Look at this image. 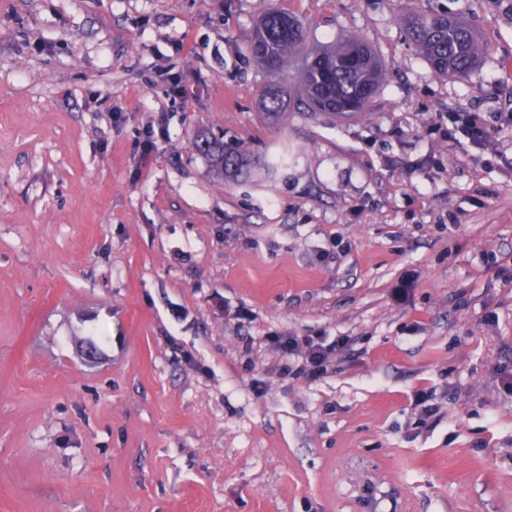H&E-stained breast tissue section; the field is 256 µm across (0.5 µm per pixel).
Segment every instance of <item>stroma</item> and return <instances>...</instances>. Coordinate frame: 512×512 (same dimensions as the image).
I'll list each match as a JSON object with an SVG mask.
<instances>
[{
	"instance_id": "1",
	"label": "stroma",
	"mask_w": 512,
	"mask_h": 512,
	"mask_svg": "<svg viewBox=\"0 0 512 512\" xmlns=\"http://www.w3.org/2000/svg\"><path fill=\"white\" fill-rule=\"evenodd\" d=\"M274 7L375 50L367 111H262ZM442 13L467 76L406 37ZM509 112L512 0H0V512H512ZM202 134L288 163L224 183ZM272 334L344 346L284 378ZM408 37L440 76L467 75L486 50L470 26L442 14L418 19L409 27ZM452 129L448 128L447 138L456 139V134L464 135L473 145L494 150L492 130L479 112H453L448 116Z\"/></svg>"
}]
</instances>
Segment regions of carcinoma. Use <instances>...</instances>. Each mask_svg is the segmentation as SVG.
<instances>
[{
	"label": "carcinoma",
	"instance_id": "cac0c4a2",
	"mask_svg": "<svg viewBox=\"0 0 512 512\" xmlns=\"http://www.w3.org/2000/svg\"><path fill=\"white\" fill-rule=\"evenodd\" d=\"M408 37L440 76L462 77L475 69L486 45L467 24L446 15L418 19L408 29ZM253 58L269 72H288L294 63L303 64L301 88L315 112L349 115L364 112L386 78V68L363 41L343 35L316 56L312 42L291 16L272 9L256 23L248 37ZM356 54L355 62L345 65L341 57ZM286 89L276 86L262 100L263 110L276 115ZM195 148L212 167L231 182H247L270 172L266 159L253 154L239 142L229 143L202 138Z\"/></svg>",
	"mask_w": 512,
	"mask_h": 512
}]
</instances>
